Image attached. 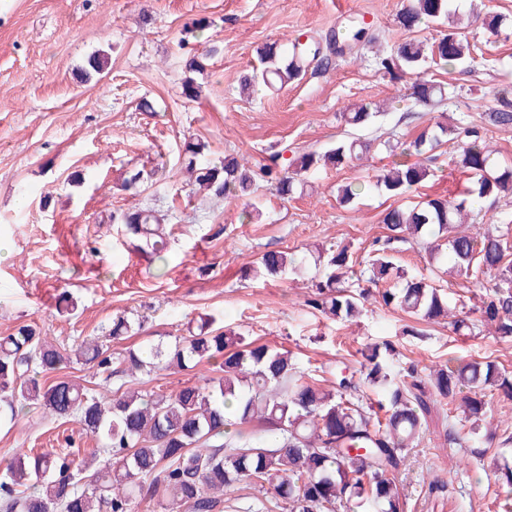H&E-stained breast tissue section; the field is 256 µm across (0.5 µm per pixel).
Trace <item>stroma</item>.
<instances>
[{"mask_svg": "<svg viewBox=\"0 0 512 512\" xmlns=\"http://www.w3.org/2000/svg\"><path fill=\"white\" fill-rule=\"evenodd\" d=\"M403 0H0V335L29 325L62 349L98 336L113 317H142V336L113 343L138 347L141 337L168 343L190 321L212 314L218 325L290 351L303 368L328 372L359 368L361 348L391 341L405 362L431 367L451 358L494 360L512 370V342L490 335L456 336L438 324L426 338L403 335L408 317L367 303L347 321L309 309L304 298L315 276L310 253L345 246L362 257L384 234V212L400 199L372 191L345 206L337 188L382 174L385 154L325 169L303 194L281 199L263 184L255 211L243 220L244 202L193 190L184 145L208 142L209 157L254 161L273 152L292 157L324 151L343 138L342 113L383 102L363 138L402 141L438 121L410 96L415 75L393 79L375 52L395 54L409 40L430 43L445 27H400ZM502 19L491 36L482 17ZM366 23L359 49L336 56L328 68L307 72L287 87L245 91L241 76L269 43L290 46L306 34L322 40L343 35L350 20ZM207 20L203 33L194 22ZM465 34L479 61L452 70L431 68L424 78L451 83V116L482 123L498 95L512 98V0H474L461 11ZM206 58L197 81L199 99L181 94L190 55ZM108 58L107 69L88 73V60ZM152 111H143L142 100ZM136 167L152 170L140 191L122 181ZM417 195L454 197L468 180L449 155L430 162ZM164 215L174 242L166 273L130 249L114 216L135 208ZM269 250L307 259L299 273L277 278L253 274ZM69 293L74 314L57 301ZM448 406L407 449L399 475L405 512H501L490 468L497 449L471 464L467 448L449 446ZM96 439L77 419L58 421L28 409L9 430L0 428V469L17 450L89 454Z\"/></svg>", "mask_w": 512, "mask_h": 512, "instance_id": "1", "label": "stroma"}]
</instances>
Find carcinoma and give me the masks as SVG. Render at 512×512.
I'll return each mask as SVG.
<instances>
[{
	"mask_svg": "<svg viewBox=\"0 0 512 512\" xmlns=\"http://www.w3.org/2000/svg\"><path fill=\"white\" fill-rule=\"evenodd\" d=\"M456 14V0H408L398 22L412 31ZM334 55V35L324 45L310 37L286 50L265 46L260 66L244 77L243 86L282 88L311 68L328 66ZM474 61L469 41L450 26L432 44L407 41L396 55L377 57L376 64L393 75L427 63L451 69ZM411 89L416 102L436 112H446L454 98L452 85L441 81L419 79ZM378 116L362 104L342 113L352 132L323 152H303L287 166L274 154L254 168L226 155L194 169L195 181L217 196L243 198L263 180L275 184L281 199H291L303 185L299 176L362 160L371 143L356 131ZM485 117L484 126L452 117L408 143H381L390 156L431 160L450 141L469 187L452 200L422 197L407 208L386 210V235L372 241L367 259L354 260L345 247L327 256L307 299L309 307L351 320L375 297L412 320L403 329L408 336L424 337L427 331L420 325L440 321L452 334L474 336L491 323L496 338L512 341V224L488 222L483 215L485 201L512 194V165L500 163L487 144L488 126H512V103H499ZM428 176L429 168L419 162L395 161L374 182L338 187L337 199L349 204L371 189L406 196ZM150 178L137 169L123 187L136 191ZM118 223L134 249L165 261L163 216L137 209L123 213ZM394 242L427 246L437 271L482 289L481 305L472 310L476 317L453 312L448 294L433 281L408 275L390 254ZM298 267L294 252L272 250L259 258L267 276ZM214 323L202 317L172 343L122 352L98 337L84 338L73 355L28 325L0 336V424L15 423L32 405L56 419L76 417L101 442L98 452L108 456L101 461L95 455L76 460L16 454L0 470L4 512H132L133 504L146 499L162 512H215L220 506L224 512H403L395 474L404 464L405 449L444 400L460 414L459 422H448V444L512 447L511 430H483L487 397L497 392L512 401V372L493 360L450 359L424 374L410 361L403 367L410 381L401 382L390 366L395 346L384 341L368 348L359 372L343 368L332 381L298 367L283 348L258 344ZM142 330V321L119 316L105 328V336L118 340ZM75 359L110 376L150 375L201 363L214 366L216 375L171 392L116 390L108 397L69 380L42 381ZM363 387L379 396L377 402L360 395ZM252 422L261 430L244 432L242 426ZM86 473L89 482L84 484ZM494 475L512 493V461L495 457ZM242 483L259 495L249 501L233 496Z\"/></svg>",
	"mask_w": 512,
	"mask_h": 512,
	"instance_id": "cac0c4a2",
	"label": "carcinoma"
}]
</instances>
